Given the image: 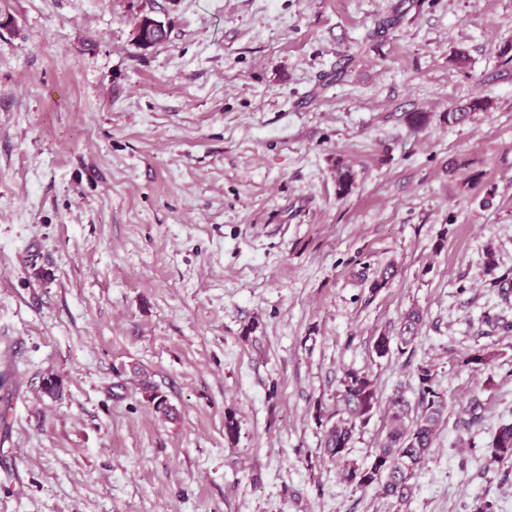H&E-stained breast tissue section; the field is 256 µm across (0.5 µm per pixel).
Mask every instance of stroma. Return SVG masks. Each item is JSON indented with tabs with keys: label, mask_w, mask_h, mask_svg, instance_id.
Listing matches in <instances>:
<instances>
[{
	"label": "stroma",
	"mask_w": 512,
	"mask_h": 512,
	"mask_svg": "<svg viewBox=\"0 0 512 512\" xmlns=\"http://www.w3.org/2000/svg\"><path fill=\"white\" fill-rule=\"evenodd\" d=\"M143 13L165 42L135 44ZM4 15L0 512H388L322 440L347 369L385 406L413 398L421 363L448 417L408 512H512V465L485 450L512 423V333L484 321L512 323L486 266L491 249L512 268V0H0ZM476 95L487 111L444 122ZM412 308V348L376 357ZM474 347L493 375L460 365Z\"/></svg>",
	"instance_id": "35a3bbf8"
}]
</instances>
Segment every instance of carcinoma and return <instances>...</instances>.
<instances>
[{"instance_id": "obj_1", "label": "carcinoma", "mask_w": 512, "mask_h": 512, "mask_svg": "<svg viewBox=\"0 0 512 512\" xmlns=\"http://www.w3.org/2000/svg\"><path fill=\"white\" fill-rule=\"evenodd\" d=\"M139 21L150 28L152 44L168 38L165 23L145 15ZM489 101L475 96L444 113L443 119L450 125L467 122L474 112H484ZM336 186L338 194L349 193L353 176L346 166H337ZM487 269L494 274L490 286L503 289L512 285V269L495 275L498 263L494 252L487 250ZM422 324V314L417 310L407 312L402 318L396 336L379 334L373 351L383 358L396 351L400 354L415 342ZM495 354L484 348L471 350L462 364L488 371L494 365ZM437 373L429 364H420L414 370L415 400L397 395L389 401L385 410V435L371 463L358 464L349 459L355 430L366 426L379 410V395L369 374L358 369H348L343 378L342 402L346 419L328 428L324 437V455L336 462L341 474L351 485L368 489L373 487L381 497L390 502L394 512H403L409 503L414 484L412 480L434 451L438 431L448 415V398L440 389ZM491 459L512 462V423L503 424L493 434L486 446Z\"/></svg>"}]
</instances>
